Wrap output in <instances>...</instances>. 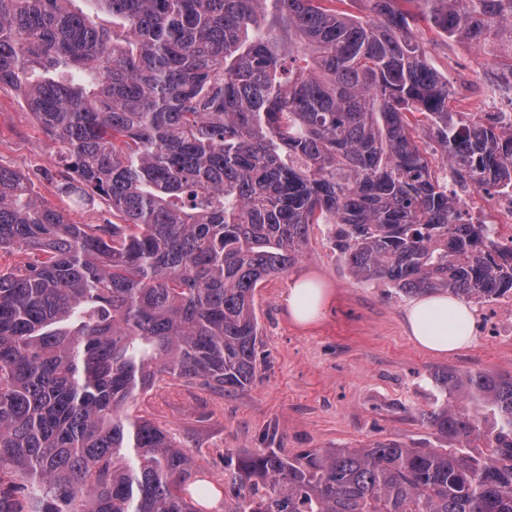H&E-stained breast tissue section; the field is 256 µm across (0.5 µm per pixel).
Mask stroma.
I'll return each mask as SVG.
<instances>
[{"instance_id":"35a3bbf8","label":"stroma","mask_w":512,"mask_h":512,"mask_svg":"<svg viewBox=\"0 0 512 512\" xmlns=\"http://www.w3.org/2000/svg\"><path fill=\"white\" fill-rule=\"evenodd\" d=\"M425 48L450 84L467 91L470 111H480L487 93L480 75L490 59L441 37ZM53 151L15 93L0 90V164L28 175L38 193L55 203L61 172ZM299 278L316 280L330 291V304L309 326L294 323L288 313V290ZM411 303V297L390 286L355 280L333 246L330 226L311 225L297 263L256 289L262 343L254 383L220 391L167 379L140 397L139 413L188 448L218 486L226 479L225 458L263 448V436L271 429L275 447L287 456L312 448H362L375 441L443 447L420 420L438 394L434 375L447 368L512 374V303L502 297L474 304V345L444 357L408 336L405 312ZM490 311L498 323L492 335L485 329Z\"/></svg>"}]
</instances>
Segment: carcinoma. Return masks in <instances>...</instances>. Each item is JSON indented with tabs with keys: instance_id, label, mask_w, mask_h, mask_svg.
I'll use <instances>...</instances> for the list:
<instances>
[{
	"instance_id": "carcinoma-1",
	"label": "carcinoma",
	"mask_w": 512,
	"mask_h": 512,
	"mask_svg": "<svg viewBox=\"0 0 512 512\" xmlns=\"http://www.w3.org/2000/svg\"><path fill=\"white\" fill-rule=\"evenodd\" d=\"M328 1L0 0V89L56 146V194L117 218L76 224L0 165V252L37 255L0 269V512H194L214 489L134 408L167 376L252 383L254 290L313 224L359 282L512 291L428 157L507 185L512 126L467 117L424 49L472 45L498 93L512 0ZM437 385L422 422L459 447L264 448L227 462L228 512H512V376Z\"/></svg>"
}]
</instances>
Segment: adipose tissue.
I'll list each match as a JSON object with an SVG mask.
<instances>
[{
	"mask_svg": "<svg viewBox=\"0 0 512 512\" xmlns=\"http://www.w3.org/2000/svg\"><path fill=\"white\" fill-rule=\"evenodd\" d=\"M328 300L326 288L312 280H298L288 290V312L299 324L314 323ZM472 312L462 299L429 294L415 301L406 311V329L424 350L445 355L474 344L469 330Z\"/></svg>",
	"mask_w": 512,
	"mask_h": 512,
	"instance_id": "adipose-tissue-1",
	"label": "adipose tissue"
}]
</instances>
